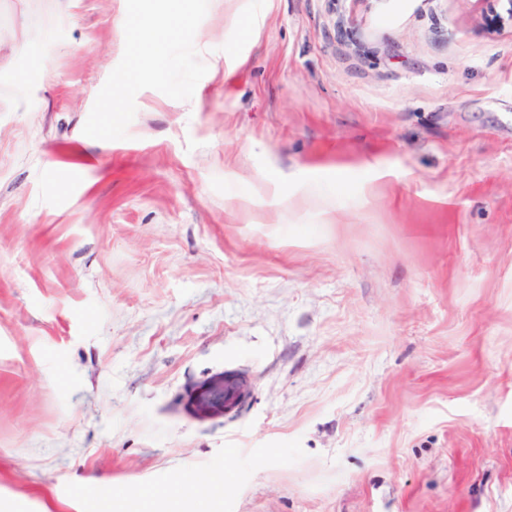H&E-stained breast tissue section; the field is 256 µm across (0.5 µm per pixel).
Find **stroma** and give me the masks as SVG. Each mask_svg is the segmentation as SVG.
I'll return each instance as SVG.
<instances>
[{
  "mask_svg": "<svg viewBox=\"0 0 512 512\" xmlns=\"http://www.w3.org/2000/svg\"><path fill=\"white\" fill-rule=\"evenodd\" d=\"M152 2L0 0V502L512 512V24ZM168 4L166 21L159 24L152 15L136 14L129 17V26L137 31V53L134 59L137 68L150 76H155L153 63L164 44L186 30L185 17L180 13L179 4L184 0H162ZM228 380L234 381L237 385V393L239 396L236 399L245 396L249 392V386L243 379L234 375H229V377H226L206 388L200 394L199 399L201 404L207 407H219L224 410V402H226V400H224V384Z\"/></svg>",
  "mask_w": 512,
  "mask_h": 512,
  "instance_id": "35a3bbf8",
  "label": "stroma"
}]
</instances>
